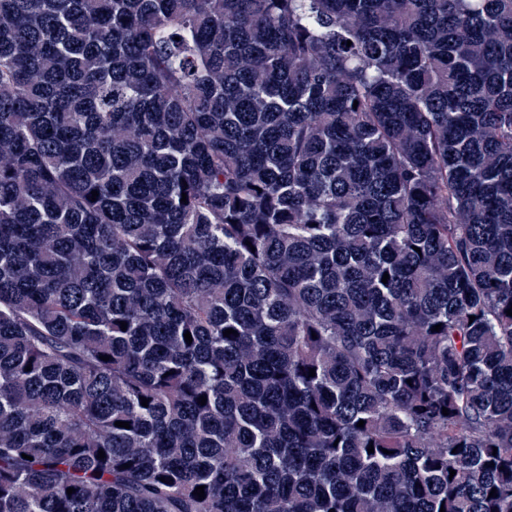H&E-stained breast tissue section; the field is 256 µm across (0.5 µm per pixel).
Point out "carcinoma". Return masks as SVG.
<instances>
[{
	"instance_id": "1",
	"label": "carcinoma",
	"mask_w": 512,
	"mask_h": 512,
	"mask_svg": "<svg viewBox=\"0 0 512 512\" xmlns=\"http://www.w3.org/2000/svg\"><path fill=\"white\" fill-rule=\"evenodd\" d=\"M511 307L512 0H0V512H512Z\"/></svg>"
}]
</instances>
